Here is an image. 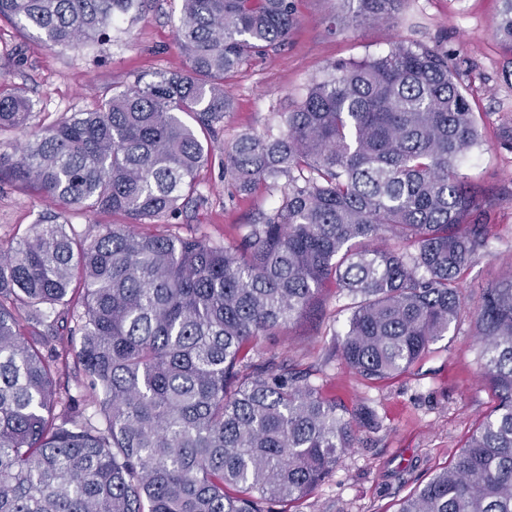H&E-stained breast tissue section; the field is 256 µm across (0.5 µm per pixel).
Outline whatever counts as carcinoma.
I'll return each instance as SVG.
<instances>
[{
	"label": "carcinoma",
	"instance_id": "carcinoma-1",
	"mask_svg": "<svg viewBox=\"0 0 512 512\" xmlns=\"http://www.w3.org/2000/svg\"><path fill=\"white\" fill-rule=\"evenodd\" d=\"M345 31L395 22L405 0H342ZM493 35L512 48V0ZM145 0H0L51 49L133 22ZM293 0H181L183 72L137 80L0 148V182L125 223L77 243L49 214L0 249V512H284L355 444L351 421L309 377L250 349L314 311L332 281L349 300L341 359L366 380L409 369L462 306L461 275L486 248L491 203L459 159L480 142L448 55L394 40L314 80L278 134L245 133L224 178L287 190L232 242L139 232L198 197L206 136L230 111L224 77L280 50ZM32 101L0 96V130ZM404 244L393 249L385 241ZM83 395L62 400L56 308ZM479 364L497 404L447 470L397 512H512V277L485 289Z\"/></svg>",
	"mask_w": 512,
	"mask_h": 512
}]
</instances>
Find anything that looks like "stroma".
Returning a JSON list of instances; mask_svg holds the SVG:
<instances>
[{
  "label": "stroma",
  "mask_w": 512,
  "mask_h": 512,
  "mask_svg": "<svg viewBox=\"0 0 512 512\" xmlns=\"http://www.w3.org/2000/svg\"><path fill=\"white\" fill-rule=\"evenodd\" d=\"M180 4L150 0L137 21L119 24L107 42L76 51L48 49L1 21L0 55L19 57L21 64L0 76V89L26 90L33 102L29 128L38 131L91 110L98 91L183 71L186 62L176 46ZM499 7L500 0H407L394 27L363 23L339 32L330 24L336 0H295L296 23L286 45L253 58L225 84L234 109L220 123L211 159L198 173L203 206H188L153 227L157 234L185 235L200 226L217 241L237 238L258 211L277 205L283 190L261 185L250 195L238 194L224 178L226 147L243 133L278 127L281 113L335 62L380 54L394 38L447 54L485 132V144L461 160L460 171L491 202L493 235L463 274L465 308L448 335L403 373L370 382L342 362L337 349L346 299L332 285L323 288L316 316L260 339L251 350L254 358L274 353L287 359L346 412L366 407L375 415L370 424H355L354 447L289 512H395L399 500L448 465L496 404L480 378L474 312L485 288L512 274V145L501 138L512 130V49L492 35ZM50 212L61 214L78 235L113 221L108 214L92 219L46 202L29 188L0 185V248L29 235Z\"/></svg>",
  "instance_id": "35a3bbf8"
}]
</instances>
